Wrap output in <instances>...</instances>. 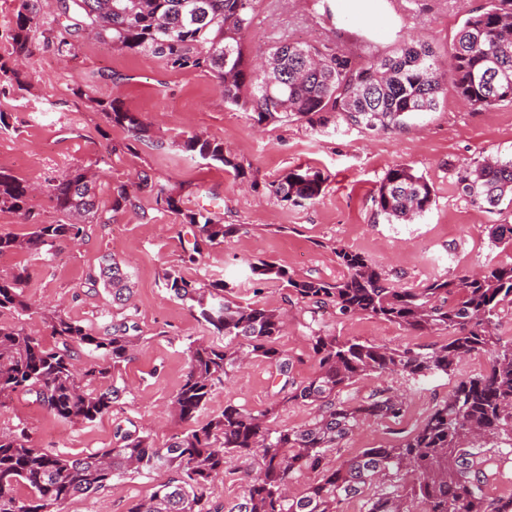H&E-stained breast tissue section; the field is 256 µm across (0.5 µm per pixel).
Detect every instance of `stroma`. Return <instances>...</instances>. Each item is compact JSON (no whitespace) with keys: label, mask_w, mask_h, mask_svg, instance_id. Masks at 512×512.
<instances>
[{"label":"stroma","mask_w":512,"mask_h":512,"mask_svg":"<svg viewBox=\"0 0 512 512\" xmlns=\"http://www.w3.org/2000/svg\"><path fill=\"white\" fill-rule=\"evenodd\" d=\"M485 0H361L356 15L339 14L336 22L319 18L312 0H258L256 17L243 38L246 55L255 59L282 39L333 43L365 37L377 54L398 42L423 41L447 58L464 19ZM23 70L29 88L0 96V169L33 184L29 207L38 221L55 224L62 216L52 199L54 180L82 165L96 174L100 211L107 224H93L81 243H60L52 257L25 251L0 255V276L27 268L23 293L32 304L19 324L45 345L54 339L46 315L58 311L94 329L131 317L138 326L129 359L114 377L123 388L111 412L90 424L55 421L32 396L17 394L11 410L0 414V432L26 426L34 446L80 456L112 445L117 426L135 425L162 447L186 430L172 412L173 397L187 370L189 341L215 346L224 339L197 319L187 304L164 287L167 273L208 283L229 282L241 302H256L288 313L279 339L294 361L297 380L318 369L309 341L312 326L334 335L391 347L442 344L447 331L420 333L369 317H342L327 309L310 315L303 303H288L278 282L252 280L247 262L273 261L300 279L336 281L345 274L337 250L367 257L399 288H419L435 277L451 279L512 262V241L492 244L489 228L512 224V206L488 213L474 207L457 186L462 165L488 157L512 158V104L475 110L455 88L439 97L434 111L412 119L402 130L366 129L328 114L325 125L304 122L257 124L251 113L224 102V91L211 74L174 70L147 51L126 52L93 37L79 39L70 55H57L35 37ZM91 86L94 103L76 97ZM115 100L138 113L151 130L147 141L133 142L129 132L112 125L99 108ZM200 134L222 143L233 161L223 167L184 152L186 136ZM407 164L426 176L434 202L423 216L388 223L373 199L385 172ZM310 167L326 182L319 199L294 207L267 190L288 170ZM165 187L180 201V213L157 209L151 194L139 195L140 211H112L110 187H136L140 175ZM219 211L224 223L242 225L238 235L212 245L196 243L195 228L185 215L201 209ZM197 262H189L192 248ZM123 261L133 294L127 307L113 305L103 289L85 285L103 255ZM484 356L464 358L453 375L423 381L402 374H370L348 386L344 395L359 401L388 389L401 394L405 412L399 422L366 419L327 462L338 465L365 448L402 439L445 400L458 379L482 373ZM273 366L254 359L212 393L199 419L220 414L225 404L260 411L275 407L273 423L296 428L315 409L295 402L278 403ZM164 472L130 475L115 489L78 496L64 512H128L146 499Z\"/></svg>","instance_id":"35a3bbf8"}]
</instances>
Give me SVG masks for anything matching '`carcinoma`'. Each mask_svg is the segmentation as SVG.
Here are the masks:
<instances>
[{
	"label": "carcinoma",
	"instance_id": "obj_1",
	"mask_svg": "<svg viewBox=\"0 0 512 512\" xmlns=\"http://www.w3.org/2000/svg\"><path fill=\"white\" fill-rule=\"evenodd\" d=\"M257 0H55L63 31L39 30L48 0H19L9 56L19 61L32 53L41 31L47 46L71 53L75 39L90 33L120 50H147L172 68H194L212 74L224 86V102L254 114L259 122L305 120L322 114L343 115L355 126L402 129L413 116L436 109L451 76L461 99L475 109L512 103V0H486L463 22L449 52L448 72L441 70L431 46L402 42L368 63L339 47L323 43L278 42L267 56L277 61L274 82L246 61L241 34L254 22ZM89 101L101 107L109 122L127 129L136 141L147 137L140 116L120 105ZM186 151L204 160L237 168L224 146L191 135ZM458 184L471 204L492 212L512 205V159H485L458 173ZM324 176L296 168L269 184L270 192L294 206L316 202ZM155 195L156 205L181 212L180 201L143 175L138 190L113 189L112 210L137 207V191ZM27 180L0 170V210L23 215L33 231L19 238L0 234V254L26 250L50 257L64 240L86 236L84 219L105 224L98 214L95 185L85 167H76L52 188L56 210L74 222L42 224L33 220ZM433 188L425 176L407 165L387 170L374 204L390 223L412 221L430 210ZM204 242L220 244L239 233L241 224H225L214 213L186 214ZM347 274L334 282L293 278L283 266L266 260L247 262L259 282L283 284L287 297L305 302L316 316L326 306L340 316H370L415 331L446 330L438 346L390 347L341 338L321 329L309 340L318 370L306 382L292 376L293 361L279 345L283 315L257 303L232 298L224 280L208 284L174 272L164 286L171 297L224 336V346L192 341L189 363L173 407L186 432L167 447H155L137 429L117 427L112 447L81 457L49 452L31 444L25 428L0 434V512H62L76 496H90L131 474L166 473L152 495L128 512H340L360 498L363 512H512V497L491 500L485 484L499 473L498 460L485 447L512 448V338L496 332L495 318L512 305V263L491 265L456 279L438 277L420 288H395L362 254L336 251ZM29 279L22 267L0 276V314L22 316L31 310L23 295ZM87 284L99 286L112 300L127 302L131 294L122 264L106 257ZM55 339L47 347L15 324L0 322V410L12 396L35 397L60 422L92 423L120 399L117 386H97L128 360L136 323L127 318L99 332L59 312L48 316ZM102 363L77 367L82 353ZM484 355V373L458 381L448 397L402 440L365 448L333 468L325 452L336 448L369 417L398 420L404 402L389 389L361 402L340 398L343 389L371 373L395 372L414 380L451 374L470 355ZM264 359L276 368L284 402L315 407L312 420L300 428L271 425L276 406L251 411L232 404L204 423L198 415L212 392L249 359ZM253 465L244 494L221 508L210 505L208 490L224 475L227 459ZM319 475L300 494L289 492L293 474Z\"/></svg>",
	"mask_w": 512,
	"mask_h": 512
}]
</instances>
